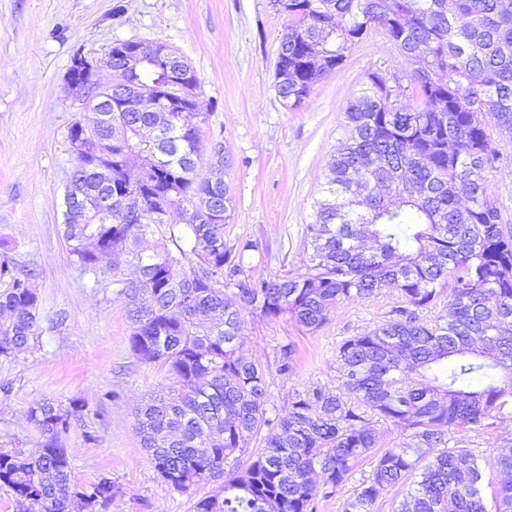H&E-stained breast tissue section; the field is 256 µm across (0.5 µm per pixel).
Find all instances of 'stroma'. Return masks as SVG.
<instances>
[{"instance_id": "1", "label": "stroma", "mask_w": 512, "mask_h": 512, "mask_svg": "<svg viewBox=\"0 0 512 512\" xmlns=\"http://www.w3.org/2000/svg\"><path fill=\"white\" fill-rule=\"evenodd\" d=\"M287 17L272 0H0V253L38 272L37 343L0 358V448L35 451L28 407L84 400L67 437L72 475L86 484L108 473L119 492L105 512H192L219 493L210 481L181 494L165 485L134 430L137 407L164 386L128 346L125 298L116 285L81 274L63 236L62 199L74 161L67 132L79 115L66 81L74 55L102 57L127 41L177 49L200 81L191 115L202 141H223L233 166V210L224 237L253 241L251 273L272 277L302 266L305 227L326 166L348 135L345 110L368 73L402 75L410 59L383 35L354 46L343 66L312 89L306 106L284 107L274 62ZM388 291L337 305L317 332L289 317L269 322L243 310V350L266 370L270 403L286 413L295 392L339 384L338 348L389 318ZM293 344V370L278 371ZM490 457L512 447V408L458 435Z\"/></svg>"}]
</instances>
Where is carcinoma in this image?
I'll list each match as a JSON object with an SVG mask.
<instances>
[{"mask_svg": "<svg viewBox=\"0 0 512 512\" xmlns=\"http://www.w3.org/2000/svg\"><path fill=\"white\" fill-rule=\"evenodd\" d=\"M276 3L288 24L275 90L290 111L373 31L413 64L393 90L387 75L369 73L348 103V136L328 165L295 273L255 278L246 263L255 243L224 239L232 159L216 141L210 157L222 164L199 173L201 130L186 116L197 110L200 81L173 47L113 45L104 57L110 86L96 69L67 71L100 111L68 128L64 238L82 274L121 286L130 351L173 382L136 414L142 448L178 493L224 479V494L197 499L193 512H315L313 475L333 492L372 453L374 468L344 512H372L383 492L415 473L396 512H487L483 457L451 443L512 406V225L488 186L498 145L512 142V6ZM478 112L487 120H475ZM177 208L191 209L193 220L170 222ZM155 234L160 250L139 249ZM37 277L0 261V357L37 341ZM383 288L398 305L339 346L341 385L297 392L287 415H271L265 370L241 349L240 308L270 321L287 314L315 332L337 304ZM439 305L448 317L425 316ZM408 373L419 380L402 384ZM83 407L37 401L28 409L37 453L0 448V486L24 512H100L117 495L107 473L87 485L72 477L66 436ZM374 416L411 431L408 441L375 451ZM256 437L263 449L244 464ZM492 468L511 476L512 448ZM496 503V512H512L511 479L499 484Z\"/></svg>", "mask_w": 512, "mask_h": 512, "instance_id": "1", "label": "carcinoma"}]
</instances>
